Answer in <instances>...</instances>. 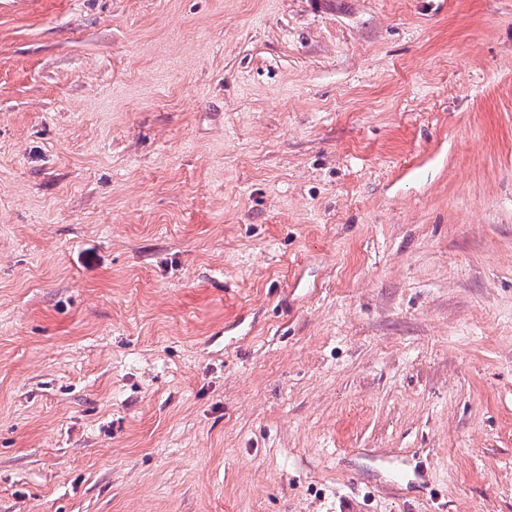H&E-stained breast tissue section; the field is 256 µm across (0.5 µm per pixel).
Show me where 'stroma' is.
<instances>
[{
  "label": "stroma",
  "mask_w": 512,
  "mask_h": 512,
  "mask_svg": "<svg viewBox=\"0 0 512 512\" xmlns=\"http://www.w3.org/2000/svg\"><path fill=\"white\" fill-rule=\"evenodd\" d=\"M0 512H512V0H0Z\"/></svg>",
  "instance_id": "obj_1"
}]
</instances>
